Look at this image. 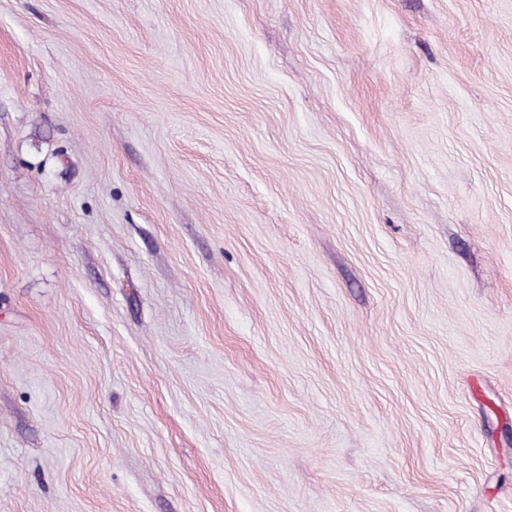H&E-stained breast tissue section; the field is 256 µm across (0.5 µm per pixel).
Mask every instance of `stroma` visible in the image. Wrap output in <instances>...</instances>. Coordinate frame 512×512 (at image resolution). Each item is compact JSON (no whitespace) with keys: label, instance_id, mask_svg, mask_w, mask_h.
Segmentation results:
<instances>
[{"label":"stroma","instance_id":"1","mask_svg":"<svg viewBox=\"0 0 512 512\" xmlns=\"http://www.w3.org/2000/svg\"><path fill=\"white\" fill-rule=\"evenodd\" d=\"M0 512H512V0H0Z\"/></svg>","mask_w":512,"mask_h":512}]
</instances>
